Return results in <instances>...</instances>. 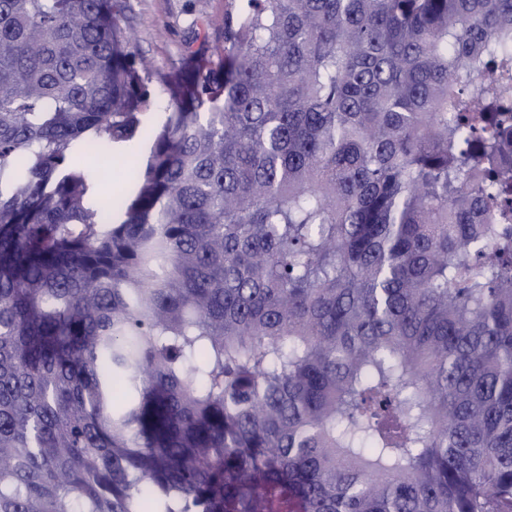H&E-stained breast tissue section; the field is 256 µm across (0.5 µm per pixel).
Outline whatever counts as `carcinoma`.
Segmentation results:
<instances>
[{
	"instance_id": "obj_1",
	"label": "carcinoma",
	"mask_w": 512,
	"mask_h": 512,
	"mask_svg": "<svg viewBox=\"0 0 512 512\" xmlns=\"http://www.w3.org/2000/svg\"><path fill=\"white\" fill-rule=\"evenodd\" d=\"M240 2L0 0V512H512V0ZM123 17L132 31L131 51L148 58L155 71L166 73L177 67L189 52L203 54L216 43H224V28L213 21L224 12L236 11L232 0H122ZM149 149V141L143 138L131 142L114 144L112 154L94 162L91 203L98 206L103 198L112 193L129 197L133 186L126 175L129 170L143 169Z\"/></svg>"
}]
</instances>
